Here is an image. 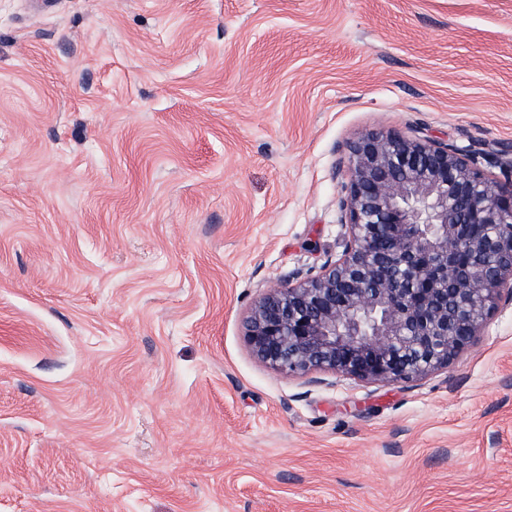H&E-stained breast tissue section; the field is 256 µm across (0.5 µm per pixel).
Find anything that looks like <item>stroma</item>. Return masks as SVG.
Listing matches in <instances>:
<instances>
[{
    "instance_id": "1",
    "label": "stroma",
    "mask_w": 512,
    "mask_h": 512,
    "mask_svg": "<svg viewBox=\"0 0 512 512\" xmlns=\"http://www.w3.org/2000/svg\"><path fill=\"white\" fill-rule=\"evenodd\" d=\"M415 129L512 151V0H0V512H512V304L410 383L246 342Z\"/></svg>"
}]
</instances>
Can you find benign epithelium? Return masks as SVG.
<instances>
[{
	"label": "benign epithelium",
	"mask_w": 512,
	"mask_h": 512,
	"mask_svg": "<svg viewBox=\"0 0 512 512\" xmlns=\"http://www.w3.org/2000/svg\"><path fill=\"white\" fill-rule=\"evenodd\" d=\"M341 251L251 308L252 354L276 371L406 383L468 348L512 301V173L419 130L349 146Z\"/></svg>",
	"instance_id": "benign-epithelium-1"
}]
</instances>
